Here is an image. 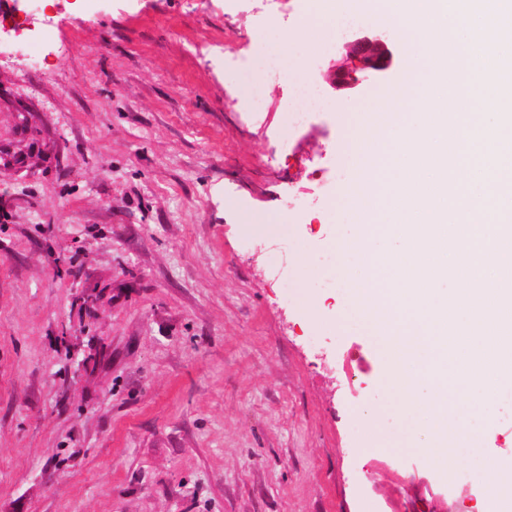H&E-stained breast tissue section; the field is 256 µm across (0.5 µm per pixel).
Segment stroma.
I'll use <instances>...</instances> for the list:
<instances>
[{
    "mask_svg": "<svg viewBox=\"0 0 512 512\" xmlns=\"http://www.w3.org/2000/svg\"><path fill=\"white\" fill-rule=\"evenodd\" d=\"M224 2L54 0L52 80L0 60V512H494L486 462L512 467V404L474 452L400 453L429 441L427 415L395 410L349 294L321 286L366 179L353 134L379 130L359 112L402 91V37L381 0L343 5L361 23L330 52L301 36V68L377 35L393 64L332 88L288 150L285 86L248 111L207 46L259 57L257 33L317 0ZM290 194L302 218L258 230Z\"/></svg>",
    "mask_w": 512,
    "mask_h": 512,
    "instance_id": "obj_1",
    "label": "stroma"
}]
</instances>
